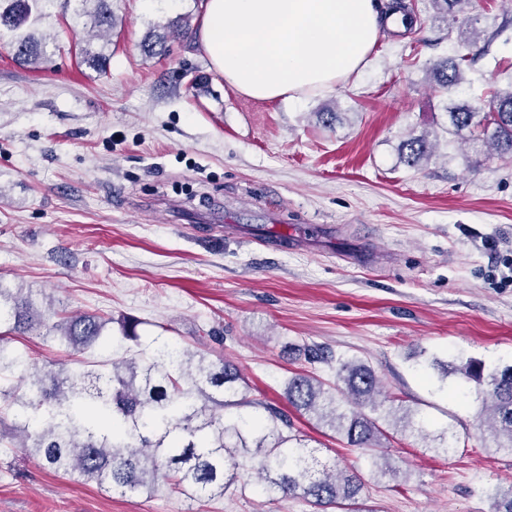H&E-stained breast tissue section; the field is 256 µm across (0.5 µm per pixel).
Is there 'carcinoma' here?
<instances>
[{
  "mask_svg": "<svg viewBox=\"0 0 512 512\" xmlns=\"http://www.w3.org/2000/svg\"><path fill=\"white\" fill-rule=\"evenodd\" d=\"M49 0H0V37H8L15 57L26 65L42 63L40 42L23 30L48 17ZM99 33L113 28L111 0H80ZM444 16L457 20L472 0H431ZM477 19L466 16L459 29L468 34L462 46L477 44ZM147 56L162 55L164 37L149 35L142 44ZM465 54L448 57L429 69L431 81L448 94V124L460 139L479 141L499 157L512 159V83L497 87L487 98L458 103L467 64ZM432 149L424 137L401 145V159L410 166L428 160ZM0 379L15 378L7 390L14 421L0 423V441L19 438L18 447L43 467L125 494L152 495L168 487L192 500L202 493L224 495L241 474L255 476L272 499L300 494L315 506L347 512H370L359 502L362 481L345 471L321 470L290 422L266 405L267 419L228 417L240 405L242 378L222 358L157 336L147 357H129L128 343L138 342V322L127 321L120 335L104 334L106 321L89 314L45 313L19 288L0 285ZM58 336L75 353L103 344L119 357L104 370L83 363L54 362L41 366L10 345L7 335L37 328ZM455 374L474 383L480 402L479 427L496 450L512 454V365L488 368L469 360L443 367L441 379ZM286 398L297 412L341 435L348 446L384 458L386 430L379 412L391 415L390 425L411 427L410 411L383 394L374 372L353 359L336 360V383L312 373L288 379Z\"/></svg>",
  "mask_w": 512,
  "mask_h": 512,
  "instance_id": "obj_1",
  "label": "carcinoma"
}]
</instances>
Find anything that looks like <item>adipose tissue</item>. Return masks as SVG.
<instances>
[{"label": "adipose tissue", "mask_w": 512, "mask_h": 512, "mask_svg": "<svg viewBox=\"0 0 512 512\" xmlns=\"http://www.w3.org/2000/svg\"><path fill=\"white\" fill-rule=\"evenodd\" d=\"M384 24L374 0H206L196 38L244 96L295 99L357 72Z\"/></svg>", "instance_id": "ef3b65f1"}]
</instances>
